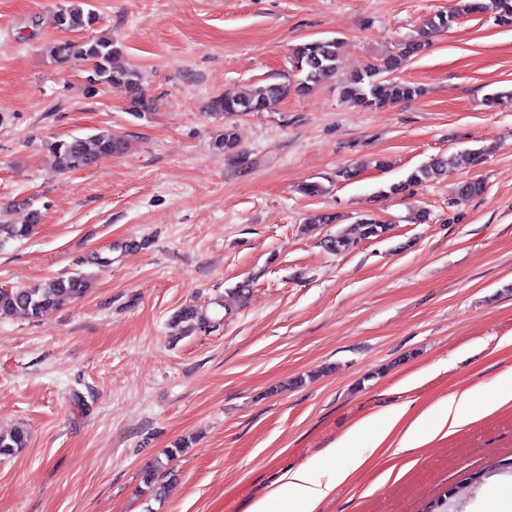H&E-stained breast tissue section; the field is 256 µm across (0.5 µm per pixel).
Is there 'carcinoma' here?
<instances>
[{
    "instance_id": "obj_1",
    "label": "carcinoma",
    "mask_w": 512,
    "mask_h": 512,
    "mask_svg": "<svg viewBox=\"0 0 512 512\" xmlns=\"http://www.w3.org/2000/svg\"><path fill=\"white\" fill-rule=\"evenodd\" d=\"M493 15L503 25H512V0H460V6L451 12H438L424 20L416 36L399 44L398 51L380 64H371L352 75L342 86L344 101L366 109L383 107L389 103L412 100L421 95L422 89L407 81L389 77L412 57L421 54L429 46V37L451 29L461 16L473 13ZM56 28L64 32H77L98 23L95 11L88 8L87 0H68L59 7L53 18ZM50 55L60 63L80 59L91 63L86 77L88 91L120 89L127 98L128 111L135 117L153 110V103L143 91L141 76L137 70L119 64L122 56L121 44L109 36L79 41L65 39L50 47ZM338 41L318 39L296 45L289 56L290 69L283 82L270 83L235 94H220L211 102L214 114L225 118L224 129L217 135L213 147L227 155L235 154L238 146L236 126L231 118L253 112H268L274 109L288 94L299 96L313 91L326 78L336 75ZM48 152L55 171L73 172L89 166L101 155L119 154L125 150V141L112 129H99L85 137L73 136L48 143ZM484 150L473 149L451 157H436L409 173L402 183L393 184L389 193L398 195L411 185L431 181L441 175L448 165L476 166L483 160ZM12 207L27 209L22 224H0V235L18 239L30 237L41 221L39 210L32 208L29 200L10 203ZM388 230L372 217L359 219L349 228L323 240L325 248L335 254L343 253L362 240L377 239ZM89 289L87 278L76 274L36 283L22 288H0V318L22 315L41 318L68 299L82 297ZM181 322L202 326L207 323L193 306H185L176 314ZM28 443L27 431L17 428L10 434H0V456H12ZM174 476L173 468L156 460L141 472L143 484L154 497L165 493L166 483Z\"/></svg>"
}]
</instances>
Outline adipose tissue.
<instances>
[{
	"mask_svg": "<svg viewBox=\"0 0 512 512\" xmlns=\"http://www.w3.org/2000/svg\"><path fill=\"white\" fill-rule=\"evenodd\" d=\"M489 410V405L478 402L471 392L451 395L440 405L433 420H426L422 416L415 419L404 430L400 445L404 448L420 447L442 431L455 428L467 420H476ZM392 429V424L381 422L374 416L360 421L320 458L301 468L284 472L249 512H279L283 507L288 512H316L321 500L362 465L361 460L352 457L346 465L340 466L336 463L337 457L346 449L356 447L360 439L370 433L374 434L376 442H383Z\"/></svg>",
	"mask_w": 512,
	"mask_h": 512,
	"instance_id": "adipose-tissue-1",
	"label": "adipose tissue"
}]
</instances>
